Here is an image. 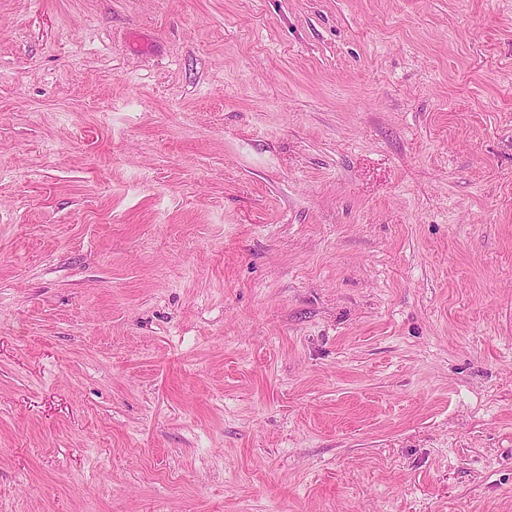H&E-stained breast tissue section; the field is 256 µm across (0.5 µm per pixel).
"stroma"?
Segmentation results:
<instances>
[{"instance_id":"35a3bbf8","label":"stroma","mask_w":512,"mask_h":512,"mask_svg":"<svg viewBox=\"0 0 512 512\" xmlns=\"http://www.w3.org/2000/svg\"><path fill=\"white\" fill-rule=\"evenodd\" d=\"M0 512H512V0H0Z\"/></svg>"}]
</instances>
